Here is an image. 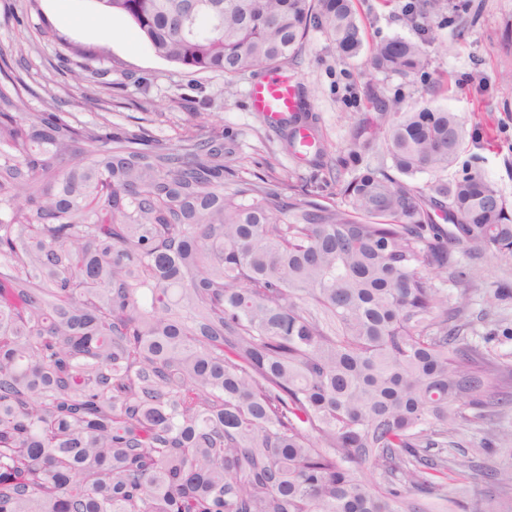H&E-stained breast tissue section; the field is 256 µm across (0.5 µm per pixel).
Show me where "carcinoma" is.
I'll return each mask as SVG.
<instances>
[{
    "label": "carcinoma",
    "instance_id": "1",
    "mask_svg": "<svg viewBox=\"0 0 512 512\" xmlns=\"http://www.w3.org/2000/svg\"><path fill=\"white\" fill-rule=\"evenodd\" d=\"M94 2L192 73L277 69L314 29L379 73L428 65L411 40L364 50L354 0ZM72 54L75 84H112L106 46ZM27 76L0 43V512H460L448 437L512 365L468 341L469 286L442 275L512 256V207L479 172L439 178L458 115L382 104L327 205L225 191L217 126L173 145L81 122ZM285 127L321 157L304 100ZM376 145L391 165L363 163Z\"/></svg>",
    "mask_w": 512,
    "mask_h": 512
}]
</instances>
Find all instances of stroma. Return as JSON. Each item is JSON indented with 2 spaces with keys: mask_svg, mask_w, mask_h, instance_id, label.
I'll use <instances>...</instances> for the list:
<instances>
[{
  "mask_svg": "<svg viewBox=\"0 0 512 512\" xmlns=\"http://www.w3.org/2000/svg\"><path fill=\"white\" fill-rule=\"evenodd\" d=\"M409 2L355 0V9L366 44L393 38L422 43L429 59L424 72L402 77L371 71L365 56L347 57L319 30L311 31L306 47L285 68L325 146L319 168L290 154L286 129L253 110L248 91L264 71L232 79L188 72L155 56L123 16L99 20L92 0H0V42L28 46L31 82L41 99L56 101L79 119L144 130L173 144L200 132L202 122L221 126L229 149L224 163L233 172L228 188L262 179L282 196L299 200L314 187L328 205L338 201L336 167L353 146L356 122L375 116L384 102L402 112L443 107L457 113L466 130L449 178L480 172L512 204V0H439V9L411 22L406 19ZM21 12L27 19L19 26L13 16ZM98 42L110 51L106 66L113 84L75 88L60 58L71 45ZM137 77L147 78L148 94L132 86ZM200 94L206 106L199 117L187 102ZM458 268L469 280V340L480 343L494 324L512 327V299L487 302L497 284H512V257L462 253ZM489 435L497 451L479 456V468L467 477L473 490L467 512H477L486 495L499 498L506 512H512V488L485 476L489 469L512 474V404L461 428L450 455L461 458Z\"/></svg>",
  "mask_w": 512,
  "mask_h": 512,
  "instance_id": "obj_1",
  "label": "stroma"
}]
</instances>
